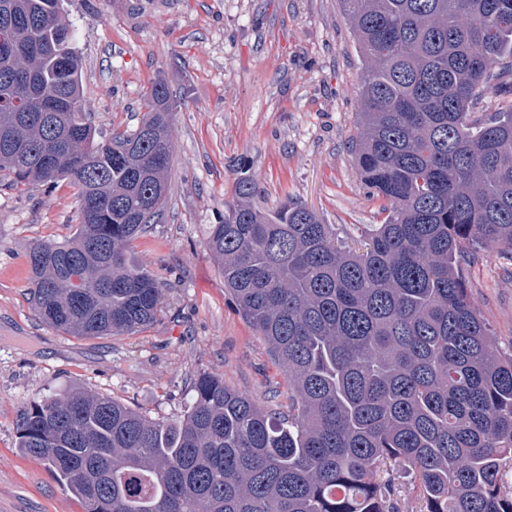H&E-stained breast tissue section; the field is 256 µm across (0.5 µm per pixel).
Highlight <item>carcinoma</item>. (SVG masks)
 Returning <instances> with one entry per match:
<instances>
[{
    "instance_id": "obj_1",
    "label": "carcinoma",
    "mask_w": 512,
    "mask_h": 512,
    "mask_svg": "<svg viewBox=\"0 0 512 512\" xmlns=\"http://www.w3.org/2000/svg\"><path fill=\"white\" fill-rule=\"evenodd\" d=\"M341 4L363 59L352 154L386 217L341 237L295 202L262 214L240 179L208 248L288 382V410L206 372L176 419L84 390L33 401L17 448L85 512H400L404 475L416 512H512V349L466 276L483 249L512 252V107L473 115L492 79L512 77V0ZM5 19L29 51L0 57V92L33 108L0 104V173L80 189L73 236L29 247L35 309L72 336L140 331L163 286L126 246L167 202L169 86L153 81L137 127L99 140L60 0H0Z\"/></svg>"
}]
</instances>
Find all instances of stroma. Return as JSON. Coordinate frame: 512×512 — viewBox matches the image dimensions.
I'll list each match as a JSON object with an SVG mask.
<instances>
[{
	"instance_id": "obj_1",
	"label": "stroma",
	"mask_w": 512,
	"mask_h": 512,
	"mask_svg": "<svg viewBox=\"0 0 512 512\" xmlns=\"http://www.w3.org/2000/svg\"><path fill=\"white\" fill-rule=\"evenodd\" d=\"M83 59V96L103 134L135 129L164 79L175 101L169 195L159 223L127 245L163 284L142 331L85 339L37 315L26 254L63 242L80 190L0 185V512H83L79 499L17 447L32 400L82 389L152 419L185 414L203 372L261 406L287 407L288 384L238 311L207 241L245 176L252 204L294 200L341 233L383 219L350 151L362 61L340 0H64ZM498 348H512V254L493 246L468 273Z\"/></svg>"
}]
</instances>
